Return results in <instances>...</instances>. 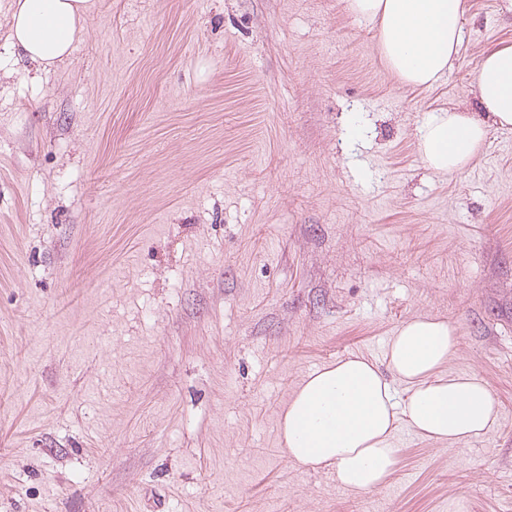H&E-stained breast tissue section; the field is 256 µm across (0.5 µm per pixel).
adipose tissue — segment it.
<instances>
[{"label": "adipose tissue", "instance_id": "obj_1", "mask_svg": "<svg viewBox=\"0 0 512 512\" xmlns=\"http://www.w3.org/2000/svg\"><path fill=\"white\" fill-rule=\"evenodd\" d=\"M347 10L377 29L378 53L404 87L438 84L464 36L466 0H346ZM88 0H12L9 41L47 73L73 53ZM478 111L445 109L421 130L420 151L438 174L463 170L491 127L512 128V45L486 52L476 70ZM458 342L453 324L412 319L390 336L383 360L351 356L310 370L283 407L278 434L290 460L330 468L356 493L381 487L394 472L399 425L418 437L462 450L498 422L500 404L473 374L447 365Z\"/></svg>", "mask_w": 512, "mask_h": 512}]
</instances>
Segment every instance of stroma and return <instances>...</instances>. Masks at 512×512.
Instances as JSON below:
<instances>
[{
	"label": "stroma",
	"mask_w": 512,
	"mask_h": 512,
	"mask_svg": "<svg viewBox=\"0 0 512 512\" xmlns=\"http://www.w3.org/2000/svg\"><path fill=\"white\" fill-rule=\"evenodd\" d=\"M93 2L35 81L0 0V512H512V129L453 174L419 151L512 16L468 0L411 91L342 0ZM425 314L497 426L400 427L368 493L290 461L302 377Z\"/></svg>",
	"instance_id": "stroma-1"
}]
</instances>
